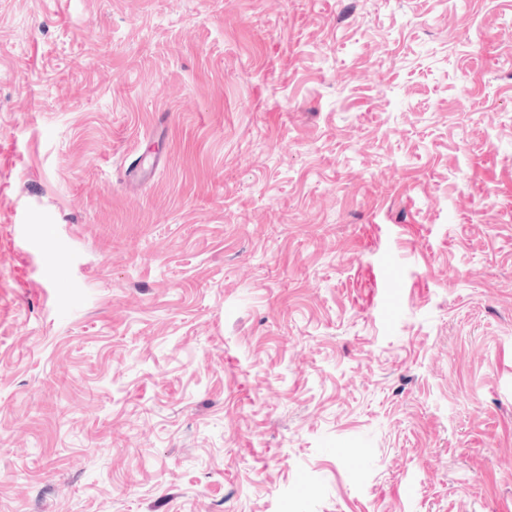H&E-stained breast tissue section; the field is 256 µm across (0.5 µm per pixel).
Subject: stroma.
<instances>
[{
  "instance_id": "obj_1",
  "label": "stroma",
  "mask_w": 512,
  "mask_h": 512,
  "mask_svg": "<svg viewBox=\"0 0 512 512\" xmlns=\"http://www.w3.org/2000/svg\"><path fill=\"white\" fill-rule=\"evenodd\" d=\"M0 512H512V0H0Z\"/></svg>"
}]
</instances>
